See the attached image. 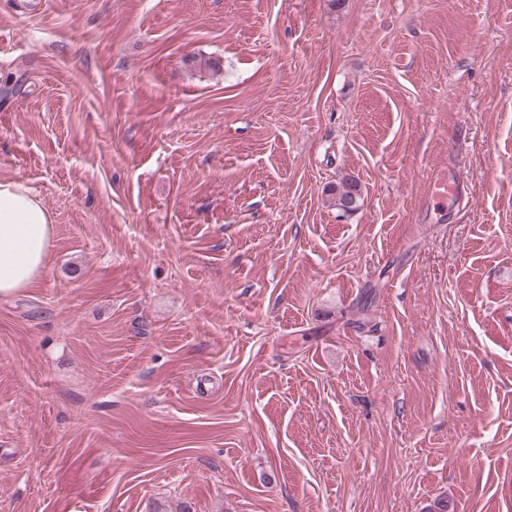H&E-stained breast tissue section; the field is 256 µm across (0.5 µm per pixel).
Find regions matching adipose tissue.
Segmentation results:
<instances>
[{"label": "adipose tissue", "mask_w": 512, "mask_h": 512, "mask_svg": "<svg viewBox=\"0 0 512 512\" xmlns=\"http://www.w3.org/2000/svg\"><path fill=\"white\" fill-rule=\"evenodd\" d=\"M52 217L23 181H0V298L32 287L51 255Z\"/></svg>", "instance_id": "obj_1"}]
</instances>
